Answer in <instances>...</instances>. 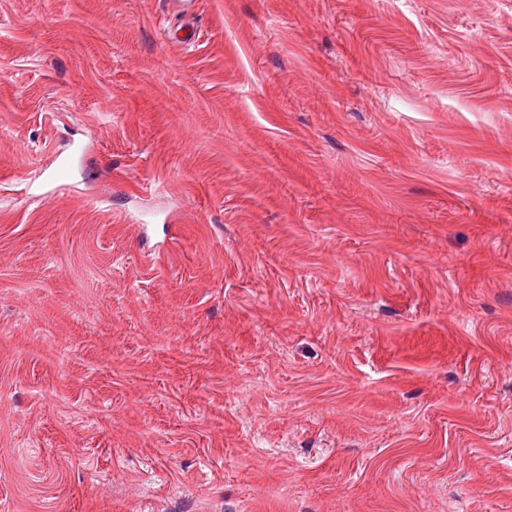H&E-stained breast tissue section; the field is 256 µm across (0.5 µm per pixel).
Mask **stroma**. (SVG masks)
I'll use <instances>...</instances> for the list:
<instances>
[{
  "instance_id": "obj_1",
  "label": "stroma",
  "mask_w": 512,
  "mask_h": 512,
  "mask_svg": "<svg viewBox=\"0 0 512 512\" xmlns=\"http://www.w3.org/2000/svg\"><path fill=\"white\" fill-rule=\"evenodd\" d=\"M166 14L0 0V512H512V0Z\"/></svg>"
}]
</instances>
